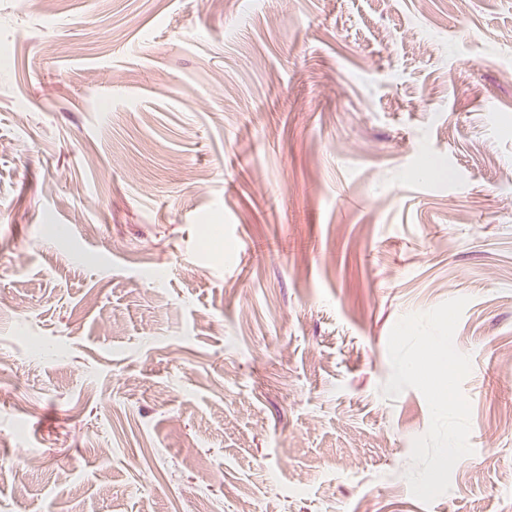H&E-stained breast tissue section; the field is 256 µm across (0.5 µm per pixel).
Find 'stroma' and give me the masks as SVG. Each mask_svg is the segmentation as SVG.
Returning a JSON list of instances; mask_svg holds the SVG:
<instances>
[{
  "instance_id": "1",
  "label": "stroma",
  "mask_w": 512,
  "mask_h": 512,
  "mask_svg": "<svg viewBox=\"0 0 512 512\" xmlns=\"http://www.w3.org/2000/svg\"><path fill=\"white\" fill-rule=\"evenodd\" d=\"M510 351L512 0H0V512H512Z\"/></svg>"
}]
</instances>
